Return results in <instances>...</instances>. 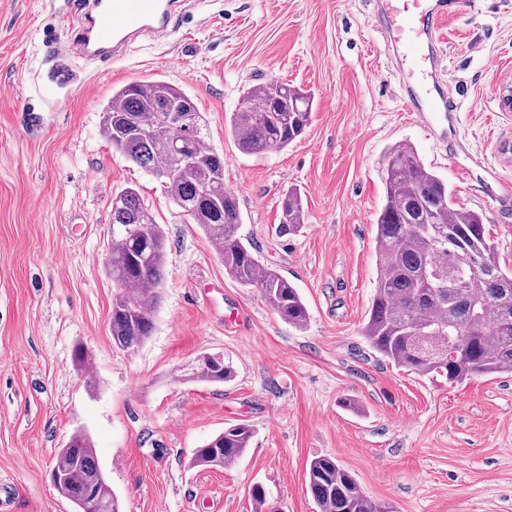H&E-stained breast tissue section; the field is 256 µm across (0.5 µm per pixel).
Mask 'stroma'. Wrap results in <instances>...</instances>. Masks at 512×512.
I'll list each match as a JSON object with an SVG mask.
<instances>
[{
  "label": "stroma",
  "instance_id": "1",
  "mask_svg": "<svg viewBox=\"0 0 512 512\" xmlns=\"http://www.w3.org/2000/svg\"><path fill=\"white\" fill-rule=\"evenodd\" d=\"M64 5L0 0V512H71L49 473L78 427L124 512H255L256 484L278 512H320L306 481L318 456L394 512H512V376L423 377L362 334L380 170L395 143L416 148L458 207L484 214L512 269V208L488 211L479 193L487 170L512 180V110L497 93L512 75V0H471L445 34L461 130L480 162L470 180L403 111L369 0H197L166 38L108 66L77 63L67 83L53 77L50 52L69 43ZM140 81L196 102L238 196L240 232L298 289L304 328L229 276L160 182L103 137L113 90ZM274 81L313 92L309 124L284 151L242 154L227 120L242 89ZM127 186L164 227L168 252L152 333L131 350L112 341L105 270L109 203ZM291 187L305 226L281 237ZM79 344L86 372L72 360ZM203 353L223 354L234 379L187 380ZM241 421L255 437L238 462L189 467L195 448Z\"/></svg>",
  "mask_w": 512,
  "mask_h": 512
}]
</instances>
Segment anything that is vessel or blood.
I'll list each match as a JSON object with an SVG mask.
<instances>
[{
  "label": "vessel or blood",
  "instance_id": "b4317fda",
  "mask_svg": "<svg viewBox=\"0 0 512 512\" xmlns=\"http://www.w3.org/2000/svg\"><path fill=\"white\" fill-rule=\"evenodd\" d=\"M188 0H70L71 42L84 58L116 61L140 36L174 28L177 9ZM466 0H377L375 30L398 53V87L408 111L447 146L450 158L467 155L460 131L459 103L442 75L443 28Z\"/></svg>",
  "mask_w": 512,
  "mask_h": 512
}]
</instances>
